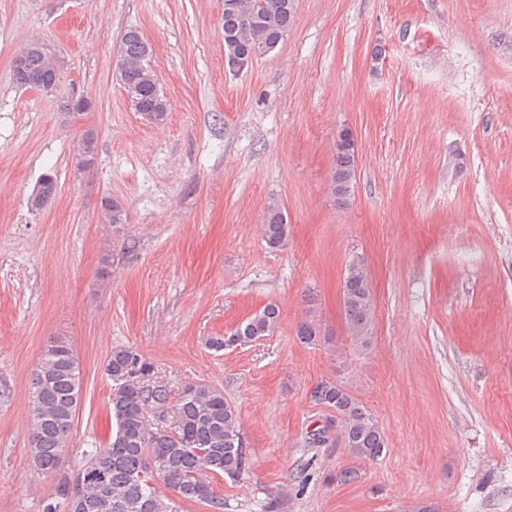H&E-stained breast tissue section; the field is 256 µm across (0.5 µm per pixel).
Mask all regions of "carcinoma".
<instances>
[{
    "label": "carcinoma",
    "mask_w": 512,
    "mask_h": 512,
    "mask_svg": "<svg viewBox=\"0 0 512 512\" xmlns=\"http://www.w3.org/2000/svg\"><path fill=\"white\" fill-rule=\"evenodd\" d=\"M295 13V0H224V53L227 61L245 55L258 56L281 43ZM151 48L139 32L129 29L120 38L116 61L123 67L118 81L134 111L151 121L167 112L157 76L149 64ZM13 79L19 86L42 91L62 85L60 67L47 58L43 44L35 41L14 60ZM97 137L87 130L77 139V168L94 164ZM356 181L355 151L336 147V162L329 177V192L346 202ZM56 192V181L47 174L30 198L31 207H44ZM102 210L108 223L123 224V204L105 198ZM263 231L269 248L278 249L288 239V221L282 204L268 201ZM342 306L347 335L358 348L371 342L374 311L373 282L361 262L349 264L342 288ZM279 320V309L264 307L241 322L230 334L242 342L271 335ZM298 336L308 346L328 341L314 309L305 313ZM70 344L54 340L31 372L33 398L30 460L44 474L58 471L72 430L71 413L81 400L80 369L70 358ZM106 373L114 386L108 415L115 422L105 448L88 454L81 471L88 472L83 484L64 483L62 501L48 504L46 512L69 509L78 496L84 512H182L181 503H205L224 508V499L214 490L216 478L236 481L250 467L246 440L235 408L224 393L203 383L183 386L170 400L166 385H157L154 366L132 347L112 351ZM313 402L336 413L338 438L347 452L362 461H376L387 448L384 432L369 410L339 381L323 380L311 392ZM168 409L170 427L159 431L147 419L148 409Z\"/></svg>",
    "instance_id": "cac0c4a2"
}]
</instances>
